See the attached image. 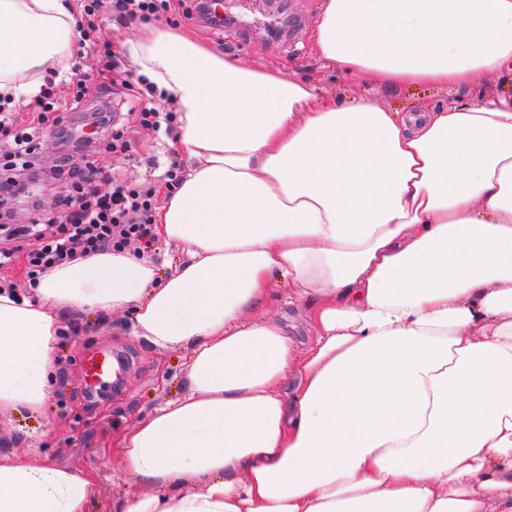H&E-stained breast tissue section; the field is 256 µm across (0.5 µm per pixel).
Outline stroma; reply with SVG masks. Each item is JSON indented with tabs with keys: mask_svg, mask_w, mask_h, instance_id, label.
I'll list each match as a JSON object with an SVG mask.
<instances>
[{
	"mask_svg": "<svg viewBox=\"0 0 512 512\" xmlns=\"http://www.w3.org/2000/svg\"><path fill=\"white\" fill-rule=\"evenodd\" d=\"M322 5L323 0H229L228 9L237 21L225 25L219 38L211 34L194 0H183L179 9L158 25L195 34L223 56L255 67L277 68L348 105L363 95V86L312 48V32ZM375 96L385 109L403 113L445 107L461 100L463 94L453 89L405 86L379 89ZM120 129L134 142L135 154L112 151L104 139L90 158L107 176L114 173L143 181L145 171L138 167V159L172 151V141L128 120L121 122ZM264 315L286 325L299 348L313 342L305 303L281 299L269 305ZM64 323L67 332L60 338L51 398L42 414L23 412L0 421V450L19 455L36 452L61 466L94 470L96 493L90 502L91 512H111L113 497L134 488L114 452L119 435L159 406L185 394L186 365L181 352H157L135 335L127 315L71 313ZM89 346L120 351L130 358L119 383L101 391L87 387L79 361Z\"/></svg>",
	"mask_w": 512,
	"mask_h": 512,
	"instance_id": "obj_1",
	"label": "stroma"
}]
</instances>
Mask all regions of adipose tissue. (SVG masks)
I'll return each instance as SVG.
<instances>
[{
  "label": "adipose tissue",
  "mask_w": 512,
  "mask_h": 512,
  "mask_svg": "<svg viewBox=\"0 0 512 512\" xmlns=\"http://www.w3.org/2000/svg\"><path fill=\"white\" fill-rule=\"evenodd\" d=\"M71 0H0V95L67 71ZM313 47L372 87L512 73V0H325ZM179 120L158 208L182 256L127 252L0 293V419L41 411L73 311L131 310L188 393L123 432L112 512H512V95L352 105L153 28L126 43ZM309 303L298 350L260 318ZM92 472L0 452V512H87Z\"/></svg>",
  "instance_id": "adipose-tissue-1"
}]
</instances>
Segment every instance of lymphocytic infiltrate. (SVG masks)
Segmentation results:
<instances>
[{"label":"lymphocytic infiltrate","mask_w":512,"mask_h":512,"mask_svg":"<svg viewBox=\"0 0 512 512\" xmlns=\"http://www.w3.org/2000/svg\"><path fill=\"white\" fill-rule=\"evenodd\" d=\"M76 29L80 47L92 49V64L75 60L68 82L66 101H59L53 83H45L31 96L28 105L0 96V133L8 134L11 154L22 169L34 166L33 138L46 124H53L59 138L71 136L64 112L89 113L99 132L112 130L111 97L130 98L132 112L140 126L172 133V113L153 107L144 95L133 94L127 69L111 40L103 35L101 23L111 20L120 28L138 21L159 19L176 8V0H78ZM108 73L109 79L98 92H91L94 74ZM58 171L66 176L71 189L62 199L63 212L33 222L20 230L19 243L0 246V291H13L15 283L6 272L16 262H24L29 287H37L50 268L64 265L79 255L126 249L130 242L151 247L156 240L154 213L157 189L151 183H119L106 194L92 185L93 172L76 165L70 154H62Z\"/></svg>","instance_id":"f902f5d3"}]
</instances>
